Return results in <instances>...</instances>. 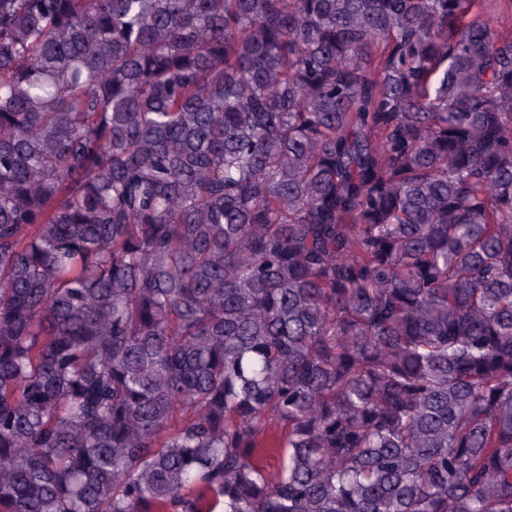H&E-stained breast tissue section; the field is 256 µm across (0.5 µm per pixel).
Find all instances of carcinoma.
Listing matches in <instances>:
<instances>
[{
	"label": "carcinoma",
	"mask_w": 512,
	"mask_h": 512,
	"mask_svg": "<svg viewBox=\"0 0 512 512\" xmlns=\"http://www.w3.org/2000/svg\"><path fill=\"white\" fill-rule=\"evenodd\" d=\"M512 0H0V512H512Z\"/></svg>",
	"instance_id": "cac0c4a2"
}]
</instances>
